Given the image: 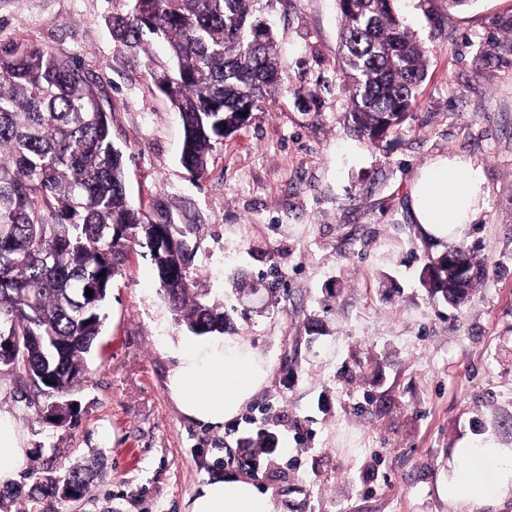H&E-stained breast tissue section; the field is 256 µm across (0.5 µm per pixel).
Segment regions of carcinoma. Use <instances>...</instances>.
<instances>
[{
    "label": "carcinoma",
    "mask_w": 512,
    "mask_h": 512,
    "mask_svg": "<svg viewBox=\"0 0 512 512\" xmlns=\"http://www.w3.org/2000/svg\"><path fill=\"white\" fill-rule=\"evenodd\" d=\"M262 0H126L112 15L122 51L168 47L148 77L184 128L180 161L205 174L214 145L243 126L285 84ZM337 67L349 93L353 130L372 144L394 133L427 71L429 48L403 25L393 0H337ZM146 242L161 290L196 336L222 335L224 304L206 299L186 232L160 215L144 221L126 194L125 160L115 147L99 89L87 72L33 41L0 40V374L33 385L56 427L76 424L74 388L101 333L112 279L127 252ZM433 295L459 289L448 267L428 258ZM92 290V297L86 290ZM99 458L35 478L8 492L15 512L61 499L68 484L84 500Z\"/></svg>",
    "instance_id": "carcinoma-1"
}]
</instances>
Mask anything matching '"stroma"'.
Segmentation results:
<instances>
[{"mask_svg": "<svg viewBox=\"0 0 512 512\" xmlns=\"http://www.w3.org/2000/svg\"><path fill=\"white\" fill-rule=\"evenodd\" d=\"M429 47L399 133L354 134L337 68L336 0H275L269 18L292 81L218 144L203 177L180 162L184 130L108 24L124 0H0V39L34 41L97 81L131 200L188 227L204 288L230 307L226 336L269 364L222 426L186 416L168 388L180 324L148 248L128 253L82 380L75 427L48 423L32 390L0 378V411L29 469L101 454L82 503L56 512H187L207 480L251 479L273 512H455L440 487L464 440L512 448V0H394ZM483 165L487 207L462 239L483 279L453 306L419 276L440 245L417 232L409 185L437 155ZM278 270L281 283L266 280ZM274 436L269 453L245 440Z\"/></svg>", "mask_w": 512, "mask_h": 512, "instance_id": "35a3bbf8", "label": "stroma"}]
</instances>
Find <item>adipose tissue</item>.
I'll return each mask as SVG.
<instances>
[{"label": "adipose tissue", "instance_id": "obj_1", "mask_svg": "<svg viewBox=\"0 0 512 512\" xmlns=\"http://www.w3.org/2000/svg\"><path fill=\"white\" fill-rule=\"evenodd\" d=\"M480 161L453 153L418 168L409 208L421 235L435 244L460 240L486 207ZM268 367L245 343L227 337L201 348L184 346L169 376L180 410L197 421L220 425L233 419L264 384ZM28 450L9 413L0 412V488L17 481ZM440 491L458 512H494L512 501V448L463 442L448 451V480ZM188 512H272L254 483L236 476L212 480Z\"/></svg>", "mask_w": 512, "mask_h": 512}]
</instances>
